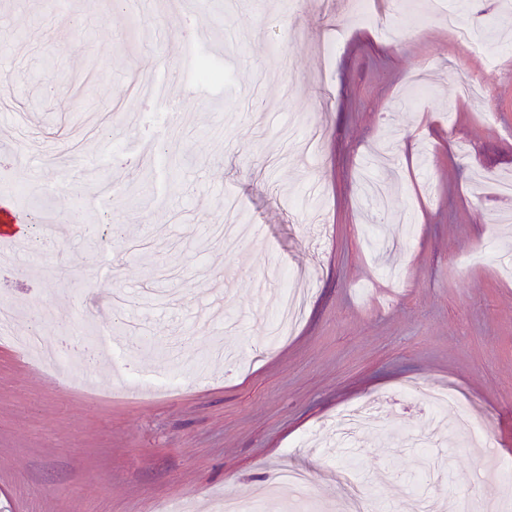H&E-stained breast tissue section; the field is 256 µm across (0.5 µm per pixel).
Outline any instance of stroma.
<instances>
[{
  "mask_svg": "<svg viewBox=\"0 0 512 512\" xmlns=\"http://www.w3.org/2000/svg\"><path fill=\"white\" fill-rule=\"evenodd\" d=\"M367 2L360 25L346 0H0V128L30 155L0 189L61 228L42 246L29 226L0 279L24 312L0 337V512H218L284 466L339 512L351 460L365 485L394 474L393 506L421 491L512 512V481L475 465L512 462V194L494 184L512 177V0L460 7L504 40L492 66L423 0ZM205 60L219 79L199 81ZM287 286L307 303L270 345ZM34 326L111 339V357L59 379L19 347ZM172 375L174 393L144 384ZM445 382L493 445L444 435L429 454L447 467L421 482L423 392ZM378 398L336 447V414Z\"/></svg>",
  "mask_w": 512,
  "mask_h": 512,
  "instance_id": "stroma-1",
  "label": "stroma"
}]
</instances>
